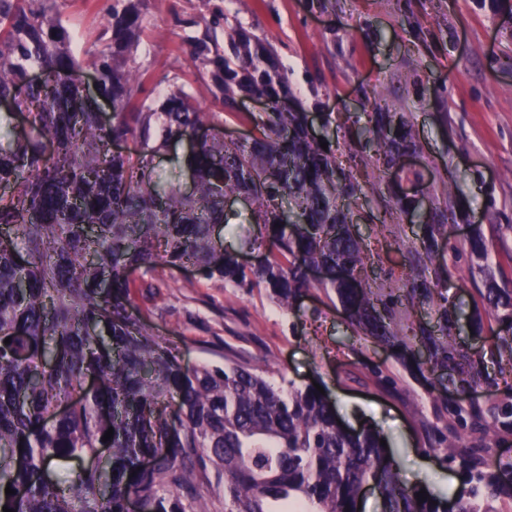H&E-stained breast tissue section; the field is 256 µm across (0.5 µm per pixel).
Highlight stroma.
Segmentation results:
<instances>
[{
	"instance_id": "1",
	"label": "stroma",
	"mask_w": 512,
	"mask_h": 512,
	"mask_svg": "<svg viewBox=\"0 0 512 512\" xmlns=\"http://www.w3.org/2000/svg\"><path fill=\"white\" fill-rule=\"evenodd\" d=\"M218 8L277 48L308 111L334 113L336 149L344 147L346 113L405 114L421 147L409 160L422 174L417 189L448 215L436 263L448 272L462 358L439 391H428L396 348L358 333L336 295L311 292L292 314L265 292L190 267L160 270L140 289L148 329L191 366L225 356L276 384L315 380L345 426H373L404 482L434 496L452 497L459 486L457 464L436 451L445 435L460 433L465 453L491 442L486 468L512 472V431H458L445 407L463 398L488 421L512 402V332L471 329L487 275L512 283V0H147L148 28L132 51L147 89L181 86L215 111L211 81L194 77L184 23ZM61 11L75 48L110 38L106 0H64ZM382 214L367 201L353 231L373 248L370 284L396 291L421 228L407 221L380 229ZM475 227L490 246L484 270L467 251ZM465 379L471 388H462Z\"/></svg>"
}]
</instances>
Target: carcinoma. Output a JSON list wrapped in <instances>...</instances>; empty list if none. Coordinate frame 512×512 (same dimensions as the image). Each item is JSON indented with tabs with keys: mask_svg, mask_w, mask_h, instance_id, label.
Listing matches in <instances>:
<instances>
[{
	"mask_svg": "<svg viewBox=\"0 0 512 512\" xmlns=\"http://www.w3.org/2000/svg\"><path fill=\"white\" fill-rule=\"evenodd\" d=\"M143 2L112 0L110 42L79 54L59 0H0V99L30 69L44 71L23 102L27 127L0 130V512H126L133 496L142 512H206L213 470L224 473V512H357L367 483L378 486L385 512H495L492 502L512 498V484L484 470L483 456L463 457L458 435L438 448L459 461L450 510L427 492L417 500L421 488L402 482L379 434L339 425L314 386L275 387L232 361L189 367L147 330L129 271L191 266L206 279L263 288L290 313L308 293L332 290L365 335L426 348L433 374L458 354L442 292L448 272L426 264L443 225H423L403 294L363 286L370 250L351 224L366 193L331 139H322L325 150L310 134L309 113L288 106L294 91L274 47L225 14L200 34L198 22L187 23L193 67H212L220 111L250 126L246 141H227L214 132L216 113L182 90L146 104L145 73L127 67L146 29ZM219 28L226 48L211 58ZM87 64L112 100L107 125L82 89ZM240 97L264 101L265 110L239 111ZM364 118L352 121L349 160L367 149L366 132L387 168L416 151L401 113ZM129 137L138 149L114 153L112 142ZM172 141L190 143L189 194L151 175L158 146ZM241 194L270 244L256 269L213 239L215 227L239 217L225 198ZM383 210L400 223L413 198L386 196ZM286 211L298 221L284 222ZM319 267L345 277L311 278ZM403 302L427 307L435 324L398 327L394 307ZM484 313L512 319V289L490 280L474 313L479 327ZM446 406L463 429L475 419L461 400ZM110 428L113 438L102 441ZM99 448L109 449L106 462L81 466L67 486L52 479L53 467L90 461ZM144 457L155 461L148 472L139 470Z\"/></svg>",
	"mask_w": 512,
	"mask_h": 512,
	"instance_id": "obj_1",
	"label": "carcinoma"
}]
</instances>
